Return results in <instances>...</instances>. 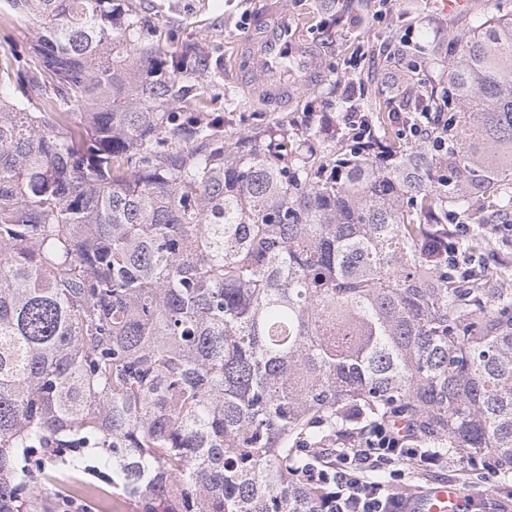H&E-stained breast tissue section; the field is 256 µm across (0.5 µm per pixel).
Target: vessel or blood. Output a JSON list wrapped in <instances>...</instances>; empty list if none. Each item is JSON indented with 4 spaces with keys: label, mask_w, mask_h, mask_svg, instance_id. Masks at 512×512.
Here are the masks:
<instances>
[{
    "label": "vessel or blood",
    "mask_w": 512,
    "mask_h": 512,
    "mask_svg": "<svg viewBox=\"0 0 512 512\" xmlns=\"http://www.w3.org/2000/svg\"><path fill=\"white\" fill-rule=\"evenodd\" d=\"M321 74L319 57L302 34V25L288 11L271 10L260 16L252 36L238 52L232 76L251 82L267 102H285L295 91L313 84ZM463 493L443 484L410 501L408 512H461Z\"/></svg>",
    "instance_id": "b4317fda"
}]
</instances>
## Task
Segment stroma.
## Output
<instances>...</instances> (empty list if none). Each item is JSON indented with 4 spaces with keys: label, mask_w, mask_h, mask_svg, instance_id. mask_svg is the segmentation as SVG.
Listing matches in <instances>:
<instances>
[{
    "label": "stroma",
    "mask_w": 512,
    "mask_h": 512,
    "mask_svg": "<svg viewBox=\"0 0 512 512\" xmlns=\"http://www.w3.org/2000/svg\"><path fill=\"white\" fill-rule=\"evenodd\" d=\"M150 25L142 37L171 63L185 45L219 59L225 72L218 77L195 76L198 93L214 115L223 117L224 132L253 135L287 128L317 133L315 148L349 144L344 115L365 112L381 104L394 110L413 99L417 78L445 81L449 31L464 32L486 11V0H462L458 10L446 11L439 0H392L387 20L375 16L374 0H132ZM287 7L297 17L310 18L304 36L320 56L322 74L295 100L283 106L260 101L251 87L229 76L236 48L252 33L257 18L275 7ZM359 88L347 99L348 82ZM457 449H449L443 469L406 474L399 489L415 495L431 486L452 483L472 492V512H512V476L498 478L496 490L475 476L465 475Z\"/></svg>",
    "instance_id": "stroma-1"
}]
</instances>
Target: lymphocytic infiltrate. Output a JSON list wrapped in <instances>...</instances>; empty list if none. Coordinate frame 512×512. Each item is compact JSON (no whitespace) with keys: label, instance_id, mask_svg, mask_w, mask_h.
Here are the masks:
<instances>
[{"label":"lymphocytic infiltrate","instance_id":"1","mask_svg":"<svg viewBox=\"0 0 512 512\" xmlns=\"http://www.w3.org/2000/svg\"><path fill=\"white\" fill-rule=\"evenodd\" d=\"M447 462L440 451L420 447L413 430L379 423L357 447L340 449L335 463L319 470L315 479L335 486L333 512H403L400 492L374 480L373 471L389 468L398 478L406 467L425 470Z\"/></svg>","mask_w":512,"mask_h":512}]
</instances>
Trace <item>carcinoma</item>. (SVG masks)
Returning <instances> with one entry per match:
<instances>
[{
  "mask_svg": "<svg viewBox=\"0 0 512 512\" xmlns=\"http://www.w3.org/2000/svg\"><path fill=\"white\" fill-rule=\"evenodd\" d=\"M3 2L36 36L0 59V512L84 475L141 512H329L299 452L375 422L512 467V288L448 267L449 216L512 210L506 0L452 38L448 148L376 106L353 156L224 135L175 74L211 57L169 73L114 0Z\"/></svg>",
  "mask_w": 512,
  "mask_h": 512,
  "instance_id": "1",
  "label": "carcinoma"
}]
</instances>
